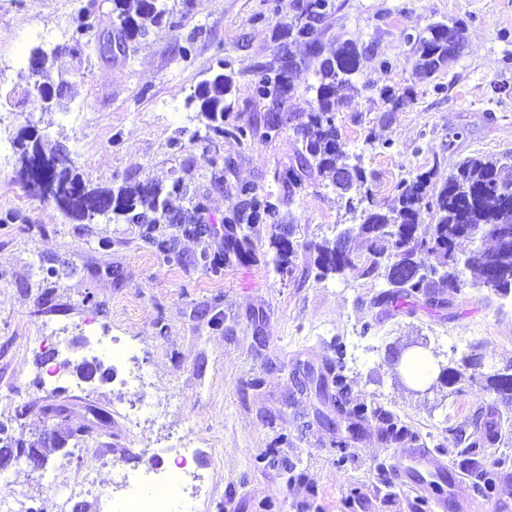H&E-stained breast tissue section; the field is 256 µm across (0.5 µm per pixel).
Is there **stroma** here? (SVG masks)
Here are the masks:
<instances>
[{
    "label": "stroma",
    "instance_id": "1",
    "mask_svg": "<svg viewBox=\"0 0 512 512\" xmlns=\"http://www.w3.org/2000/svg\"><path fill=\"white\" fill-rule=\"evenodd\" d=\"M333 2L323 41L351 42L363 52L359 91L337 106L336 124L343 150L363 158L375 205L392 207L401 179L428 171L438 187L464 158L512 155V0ZM299 3L192 0L186 9L173 0L170 23L115 57L102 47L118 24L111 0H0V68L8 75L0 91L9 95L0 102V141L8 147L0 164V423L12 442L26 445L80 429L92 449L76 467L67 464L75 439L50 454V489L25 463L7 469L9 491L36 512H54L52 493H66L80 469L96 471L102 486L122 471L151 473L160 450L184 432L198 447L196 470L211 485L196 512H430L423 493L389 478L402 461L400 446H386L371 430L336 447L335 435L316 420L317 399L298 392L304 363L321 364L338 343L353 397L385 406L431 438L435 459L460 482L470 512H512V433L477 455L494 478L488 490L467 473L446 431L449 420L466 421L480 402H492L479 381L512 364V296L468 285L445 308L387 315L372 303L370 279L351 272L316 279L313 244L358 218L318 176L287 197L274 174L301 148L292 125L244 144L210 135L187 103L211 72L274 62ZM82 8L92 12L94 27L75 57L66 45ZM436 22L463 23L465 47L449 68L425 76L412 39ZM38 46L49 53L42 81L71 87L65 111H46L29 91L28 63L16 60ZM385 86L412 90V101L392 109L379 93ZM27 125L40 130L45 149H66L90 185L182 181V207L204 197L211 233L188 237L160 225L176 238L179 258L167 263L143 225L69 218L17 174L16 137ZM228 159L240 180L277 204L278 215L255 229V262L215 276L202 256L224 249L222 220L235 191L215 186L213 175ZM286 228L298 249L289 272L275 270L271 246ZM60 330L74 364L88 357L94 337L134 342L147 373L143 386L118 379L69 384L58 395L79 412L47 420L43 352L29 339ZM422 340L439 361L460 369L463 392H409L391 350ZM472 351L481 357L475 369L461 362ZM143 403L149 409L131 430L125 413ZM99 448L111 449V465H100Z\"/></svg>",
    "mask_w": 512,
    "mask_h": 512
}]
</instances>
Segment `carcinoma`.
Segmentation results:
<instances>
[{
	"label": "carcinoma",
	"mask_w": 512,
	"mask_h": 512,
	"mask_svg": "<svg viewBox=\"0 0 512 512\" xmlns=\"http://www.w3.org/2000/svg\"><path fill=\"white\" fill-rule=\"evenodd\" d=\"M333 8L330 0H302L299 15L312 23L298 26L291 22L282 31L288 45L301 44L308 53L319 58L317 83L309 90L315 93V105L308 112H291L288 104L295 95L292 73L299 69L304 58L292 50L284 51L277 64L257 63L244 70L249 76L251 98L262 104L266 118L263 136L279 134L284 120L294 123L300 136L301 149L296 164L275 173V178L293 197L302 189L304 178L312 175L327 178L340 196L355 192L359 198L347 199L348 209L368 201L361 211V222L349 227L332 241L314 245L315 267L319 276L343 275L357 271L360 275L378 280L385 286L374 298V304L399 309L402 305L424 299L431 306H442L466 284L484 288L497 295H512V156H475L460 162L440 188L430 187V175L419 173L396 184V205L385 211L375 205L368 176L361 166L341 150L340 132L336 126V101L346 100L358 91L355 84L359 70L360 52L353 44L339 47L322 40L319 24ZM112 12L118 19L117 33L128 42L148 35V26H160L170 21L172 9L166 0H112ZM93 28L91 15L80 12L73 18L69 35L70 51L77 54L87 45L84 37ZM457 40H448V25L436 23L427 34L414 41L416 67L434 75L459 56L463 48V26L454 25ZM43 95L52 105L62 109L67 104L69 87L63 80L58 85L41 84ZM238 92L236 73L218 72L202 81L193 96L198 112L209 122L208 129L216 136L231 137L249 142L257 130L249 123L228 125L226 118L233 111ZM346 166L344 173L340 167ZM48 178L55 189L54 201L72 219L91 221L105 216L113 221L146 226L147 239L166 259L175 254V239L156 236L162 224H178L186 236L200 234V214L205 210L202 199L190 209L176 205L184 193L180 181L164 188L151 180L124 182L114 188L90 186L77 172L73 161L50 169ZM237 202L224 216V254H203L204 265L213 274L236 262H250L252 235L255 225L263 224L277 214V206L260 195L259 186L252 182L234 184ZM434 221L428 235L419 233L422 212ZM461 238L489 241L491 247L480 246L461 256L456 241ZM356 239L366 243L367 255L354 253L351 243ZM276 249L274 267L281 270L294 264L297 251L293 241L283 235L273 241ZM471 275V280L464 279ZM325 374L304 372L301 389L315 388L318 394H328V385L336 388L331 395L335 416L322 415L324 425L336 434V447H348L350 440L365 431L375 421L379 440L396 445L409 440L422 445L419 434L412 431L388 409L353 399L342 347H336V360L326 363ZM497 396V401L479 406L468 421L451 425L446 431L455 435L465 447L463 456L476 454L480 448L501 442L502 423L498 405L512 406V365L485 378L481 386Z\"/></svg>",
	"instance_id": "obj_1"
}]
</instances>
